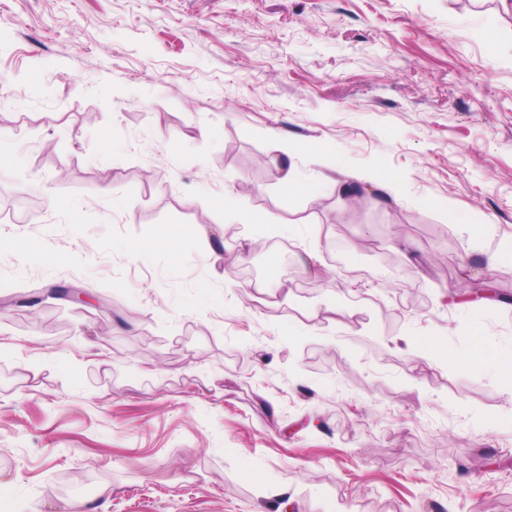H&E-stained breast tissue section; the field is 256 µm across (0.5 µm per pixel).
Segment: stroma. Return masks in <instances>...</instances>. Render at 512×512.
Segmentation results:
<instances>
[{
	"label": "stroma",
	"mask_w": 512,
	"mask_h": 512,
	"mask_svg": "<svg viewBox=\"0 0 512 512\" xmlns=\"http://www.w3.org/2000/svg\"><path fill=\"white\" fill-rule=\"evenodd\" d=\"M2 95L0 512H512L499 0H0ZM282 182L284 195L289 203L297 196L317 197L322 191V186L319 182H300L295 178L293 172L288 169L282 176Z\"/></svg>",
	"instance_id": "35a3bbf8"
}]
</instances>
